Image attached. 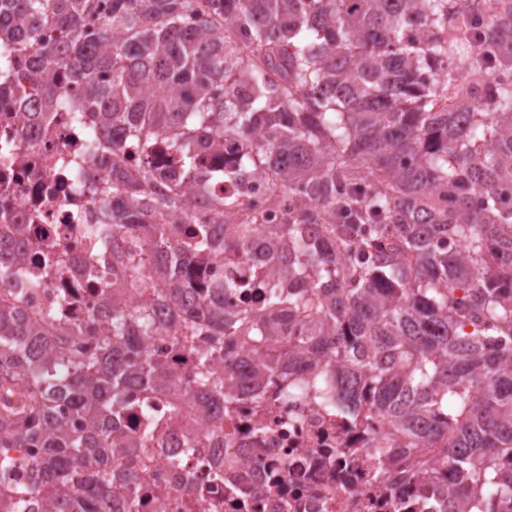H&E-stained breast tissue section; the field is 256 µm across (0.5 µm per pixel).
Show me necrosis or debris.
I'll use <instances>...</instances> for the list:
<instances>
[{
  "label": "necrosis or debris",
  "instance_id": "1",
  "mask_svg": "<svg viewBox=\"0 0 512 512\" xmlns=\"http://www.w3.org/2000/svg\"><path fill=\"white\" fill-rule=\"evenodd\" d=\"M37 105V90L29 84L0 95V240L25 253L12 286L22 299L23 320L41 321L56 309L73 335L101 336L112 320L91 317L90 293L112 284V227L104 222L112 199L89 187L109 179L110 170L88 149L92 121L74 123ZM182 210L181 222L163 225L155 239L152 267L213 284L267 272L266 239L254 233L247 254L235 262L220 255L190 259L195 225H210L219 242L224 227L192 198L183 200ZM146 349L166 356L178 375L197 351L218 358L228 350L247 352L220 336L187 340L177 324L151 337ZM278 385V376L267 374L259 383L263 403L245 394L223 412L186 393L176 415L165 401L143 407L137 390H130L122 430L134 439L151 429L154 446L144 487L135 494L114 487L113 512H123L133 495L140 512H438L408 487L392 490L373 480L367 442L384 430L382 420L351 430L312 399H279ZM190 432L203 443L200 455L184 452ZM176 459L181 465L175 469ZM157 483L166 488L160 502L150 492ZM196 485L207 486L204 499L192 495Z\"/></svg>",
  "mask_w": 512,
  "mask_h": 512
}]
</instances>
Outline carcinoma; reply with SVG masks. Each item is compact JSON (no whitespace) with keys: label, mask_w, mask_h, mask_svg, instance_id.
Masks as SVG:
<instances>
[{"label":"carcinoma","mask_w":512,"mask_h":512,"mask_svg":"<svg viewBox=\"0 0 512 512\" xmlns=\"http://www.w3.org/2000/svg\"><path fill=\"white\" fill-rule=\"evenodd\" d=\"M99 9L10 0L0 94L25 80L52 111L78 113L60 92L82 87L93 140L112 146V226L129 252L151 251L137 228L176 212L184 186L224 224L258 223L238 194L208 191L258 170L271 203L299 201L266 231L288 264L276 279L227 284L266 290L261 308L228 318L200 282L155 285L133 313L97 305L112 335L44 346V324L21 322L19 298L0 300V512H108L117 481L137 487L151 434L112 470L131 382L178 413V385L235 403L230 365L221 375L200 354L178 376L129 345L130 324L146 337L166 328L164 299L191 307L194 334L264 349L280 394L301 389L356 429L382 419L388 430L369 443L378 482L402 474L443 512H512V83L494 75L512 71V0H111L89 39ZM464 54L473 91L441 109ZM118 129L145 150L164 138L180 154L177 185L130 170ZM207 148L237 161L200 165L191 151ZM248 248L224 234V258ZM145 272L112 268L131 288ZM445 468L457 483L444 484Z\"/></svg>","instance_id":"cac0c4a2"}]
</instances>
